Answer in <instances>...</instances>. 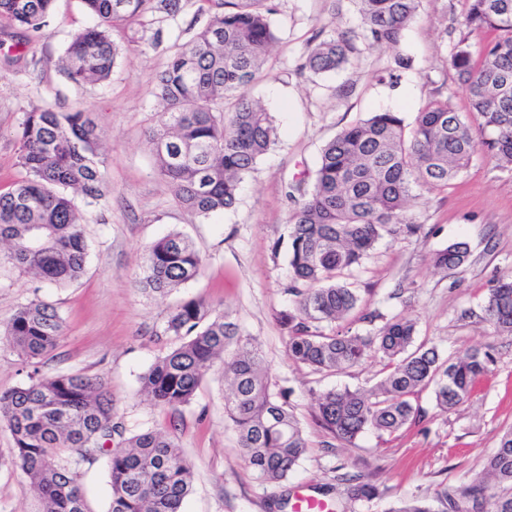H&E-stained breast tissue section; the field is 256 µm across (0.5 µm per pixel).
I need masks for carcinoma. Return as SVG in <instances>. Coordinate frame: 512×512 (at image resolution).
Returning a JSON list of instances; mask_svg holds the SVG:
<instances>
[{
	"label": "carcinoma",
	"mask_w": 512,
	"mask_h": 512,
	"mask_svg": "<svg viewBox=\"0 0 512 512\" xmlns=\"http://www.w3.org/2000/svg\"><path fill=\"white\" fill-rule=\"evenodd\" d=\"M54 0H0V17L38 33ZM189 0H82L94 24L77 31L65 52L64 71L78 85L107 80L120 57L112 31L126 30L148 12L175 16ZM207 25L179 45L156 78L160 118L148 132L156 165L172 186L175 202L202 218L232 208L240 183L276 144L270 112L249 94L277 41L267 0H203ZM421 0H356L363 36L375 45L399 46ZM468 29L493 34L479 51L467 37L449 57L465 89L470 112L446 99H431L405 123L398 112H374L343 129L323 148L312 186L300 194L288 224L287 291L292 309L280 316L288 357L319 373L353 367L374 352L386 373L370 390L323 391L319 421L346 447L368 431L392 434L424 418L415 395L433 391L442 411L467 401L488 372L491 356L471 350L451 361L436 347L414 345L416 324L393 319L365 332L336 329L360 298L346 279L382 239L417 234L408 219L420 191L443 190L482 150L497 165L512 166V0H468ZM352 44L345 33L316 42L301 69L336 71ZM17 138L25 176L0 192V267L62 287L84 272L88 245L82 216L70 192L86 205L104 197L100 134L83 112L34 106ZM465 243L435 253L442 270L468 259ZM202 258L183 234L172 231L149 247L145 285L167 295L195 279ZM486 321L512 334V276L490 288ZM163 335L178 341L140 377L154 404L177 409L191 403L218 358H224V410L238 436L241 457L265 483L287 480L307 448L301 422L276 389L257 348L242 341L239 326L212 305L183 301L168 314ZM63 334L56 308L39 299L19 305L0 323V337L32 367L28 383L0 392V429L11 434L16 467L30 480L44 512H88L77 466L108 456L109 512H183L190 469L178 443L165 431L126 435L115 421L107 383L80 372L44 375L39 369ZM118 448L112 449V442ZM354 501L382 496L374 484L347 479ZM466 512H512V432L484 462L468 490ZM459 509L443 485L431 498L402 500L388 512Z\"/></svg>",
	"instance_id": "carcinoma-1"
}]
</instances>
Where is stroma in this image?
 <instances>
[{
    "label": "stroma",
    "instance_id": "obj_1",
    "mask_svg": "<svg viewBox=\"0 0 512 512\" xmlns=\"http://www.w3.org/2000/svg\"><path fill=\"white\" fill-rule=\"evenodd\" d=\"M268 4L278 40L265 64L266 78L250 93L271 113L277 143L244 180L236 205L206 219L176 204L145 133L158 119L157 75L176 47L206 26L207 12L192 5L173 17L147 14L136 38L122 37L123 57L110 78L82 86L61 68L72 35L92 23L81 0H54L49 23L38 33L0 18V191L23 175L16 133L35 105L89 113L102 136L107 186L100 204L81 208L89 245L83 275L62 288H40L28 275L0 268V321L37 297L57 308L63 334L44 372L101 377L128 431L172 432L191 469L184 512H293L274 502L300 495L323 499L329 512H387L399 499L429 498L443 485L464 501L485 458L512 429V336L495 333L484 313L495 279L512 272V169L476 154L447 189L423 192L412 204L408 218L420 225L418 238L382 239L350 278L361 302L346 326L369 330L362 317L373 311L386 320L406 317L416 323L417 341L436 347L442 358L474 348L493 355L490 373L469 401L444 412L432 391L424 390L417 398L424 421L392 435L368 432L346 447L317 423L316 394L372 388L383 376V362L372 353L344 371L321 374L289 360L288 336L278 322L293 304L286 292L288 254L274 252L273 245L286 237L296 207L291 188L311 186L323 147L342 129L384 110L413 121L432 97L468 112V97L448 63L464 33L468 2L421 0L417 19L395 50L363 39L354 0ZM337 31L347 32L354 45L342 68L323 76L299 71L313 40ZM467 36L476 50L490 39L479 30ZM399 53L411 57L410 68H397ZM172 231L192 239L203 270L162 297L142 285L143 257L152 242ZM455 242L466 243L467 262L455 270L436 269L434 254ZM190 299L229 315L243 339L260 349L278 387L287 390L307 441L287 480L263 483L242 459L224 416L222 365L213 367L192 403L179 410L141 395L140 376L175 344L161 333L167 314ZM13 455V438L0 429V512H43ZM79 473L90 512H108L105 457L82 462ZM346 474L379 488L382 496L373 508L348 498Z\"/></svg>",
    "mask_w": 512,
    "mask_h": 512
}]
</instances>
